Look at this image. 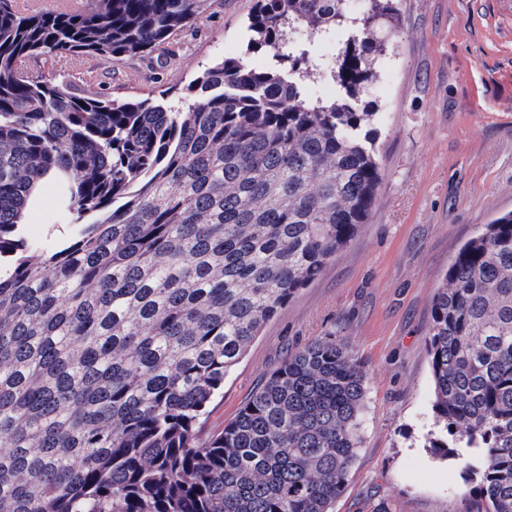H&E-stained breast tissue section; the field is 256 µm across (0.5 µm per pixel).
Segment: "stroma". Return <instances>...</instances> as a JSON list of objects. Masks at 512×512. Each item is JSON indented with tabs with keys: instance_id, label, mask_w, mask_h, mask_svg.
<instances>
[{
	"instance_id": "stroma-1",
	"label": "stroma",
	"mask_w": 512,
	"mask_h": 512,
	"mask_svg": "<svg viewBox=\"0 0 512 512\" xmlns=\"http://www.w3.org/2000/svg\"><path fill=\"white\" fill-rule=\"evenodd\" d=\"M256 0H215L206 15L144 56L26 59L35 78L105 99L179 104L203 72L247 56ZM378 24L387 70L361 102L378 112L382 178L367 224L321 274L264 327L203 419L216 435L288 353L316 338L346 341L369 371L362 444L332 512H460L465 483L424 446L433 424L427 346L436 288L461 245L512 209V0H390ZM44 185L27 219L50 245L70 227Z\"/></svg>"
}]
</instances>
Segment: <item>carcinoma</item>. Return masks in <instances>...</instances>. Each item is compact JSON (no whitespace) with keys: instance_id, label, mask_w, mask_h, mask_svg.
Masks as SVG:
<instances>
[{"instance_id":"cac0c4a2","label":"carcinoma","mask_w":512,"mask_h":512,"mask_svg":"<svg viewBox=\"0 0 512 512\" xmlns=\"http://www.w3.org/2000/svg\"><path fill=\"white\" fill-rule=\"evenodd\" d=\"M210 0H0V512H331L362 443L368 374L334 336L288 355L224 432L202 418L251 343L367 223L381 168L359 101L383 67L369 0H256L246 52L178 107L102 100L21 68L142 55ZM348 38L330 99L288 41ZM69 237L31 240L41 182ZM426 447L464 475L462 512H512V211L453 257L427 339ZM79 1L78 5L71 3ZM93 0H14V6L21 12L72 11L88 8Z\"/></svg>"}]
</instances>
